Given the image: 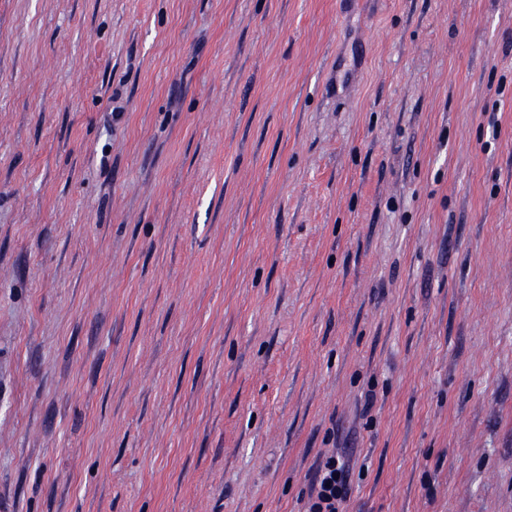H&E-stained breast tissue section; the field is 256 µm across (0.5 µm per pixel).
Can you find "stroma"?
<instances>
[{
    "instance_id": "obj_1",
    "label": "stroma",
    "mask_w": 512,
    "mask_h": 512,
    "mask_svg": "<svg viewBox=\"0 0 512 512\" xmlns=\"http://www.w3.org/2000/svg\"><path fill=\"white\" fill-rule=\"evenodd\" d=\"M512 512V0H0V512ZM344 453V454H343ZM345 452L332 453L318 462L301 512H345L350 498L351 469Z\"/></svg>"
}]
</instances>
